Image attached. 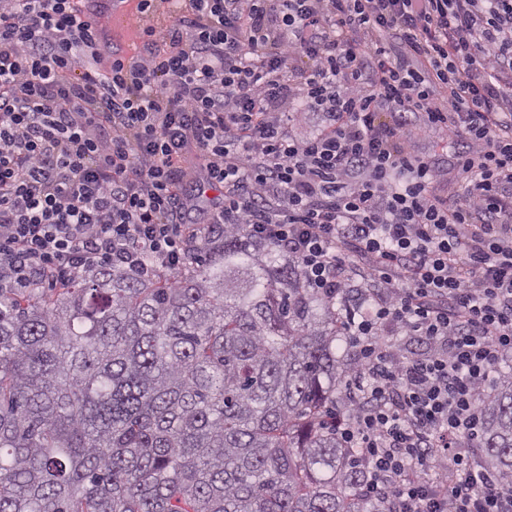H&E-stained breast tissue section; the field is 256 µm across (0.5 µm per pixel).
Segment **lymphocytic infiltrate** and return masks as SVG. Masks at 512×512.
Returning a JSON list of instances; mask_svg holds the SVG:
<instances>
[{"mask_svg": "<svg viewBox=\"0 0 512 512\" xmlns=\"http://www.w3.org/2000/svg\"><path fill=\"white\" fill-rule=\"evenodd\" d=\"M141 35L109 58L75 0H0V286L175 270L244 225L324 297L378 289L346 323L363 493L382 512H512L473 452L512 355V0H174ZM447 134L453 196L420 149ZM189 183L223 193L201 209Z\"/></svg>", "mask_w": 512, "mask_h": 512, "instance_id": "1", "label": "lymphocytic infiltrate"}]
</instances>
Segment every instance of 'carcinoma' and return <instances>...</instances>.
I'll list each match as a JSON object with an SVG mask.
<instances>
[{"label": "carcinoma", "instance_id": "cac0c4a2", "mask_svg": "<svg viewBox=\"0 0 512 512\" xmlns=\"http://www.w3.org/2000/svg\"><path fill=\"white\" fill-rule=\"evenodd\" d=\"M345 308L242 227L176 271L0 288V512H381L337 427ZM480 408L512 480V364Z\"/></svg>", "mask_w": 512, "mask_h": 512}]
</instances>
